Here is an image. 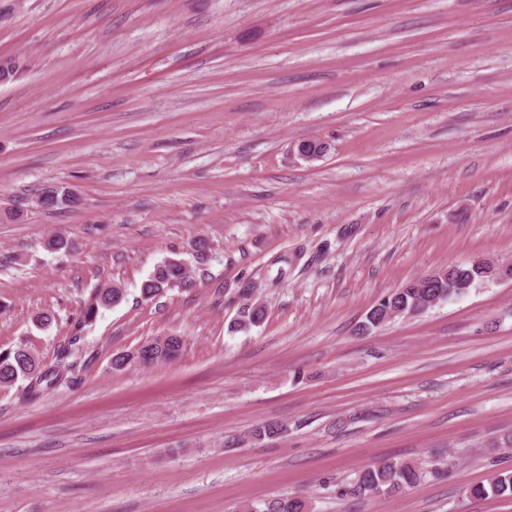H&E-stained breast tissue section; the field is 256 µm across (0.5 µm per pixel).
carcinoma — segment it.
<instances>
[{
  "instance_id": "cac0c4a2",
  "label": "carcinoma",
  "mask_w": 512,
  "mask_h": 512,
  "mask_svg": "<svg viewBox=\"0 0 512 512\" xmlns=\"http://www.w3.org/2000/svg\"><path fill=\"white\" fill-rule=\"evenodd\" d=\"M77 202L70 190L60 186H48L32 196H23L14 200V205L4 212L12 221L27 217L32 208L46 211L63 210ZM493 265L475 262L469 266H450L433 273L428 287L421 284L424 278L413 280L395 292L384 296L367 313L360 325V330L369 332L379 328L392 319L389 312L402 315L419 313L430 309L434 303L458 297L479 283L493 282L491 271ZM192 271L187 265L176 259H169L157 266L154 273L142 284L141 294L146 299H155L167 290L192 286ZM125 298V289L114 283L97 289L91 301L81 312L75 332L93 322L100 310L114 307ZM265 306L253 302L242 308L235 327L248 331L260 324L265 318ZM184 348V341L178 335L162 336L143 343L139 348L129 352H117L112 356V369L123 371L127 367L167 363L179 358ZM53 375V371L43 368L40 360L26 347L18 346L0 350V386H11L19 380L30 384H40ZM284 432L278 423H264L254 428L251 439L262 441L281 435ZM434 470L414 461L398 462L383 460L361 470L357 476L340 490V496L360 500L366 496L387 497L412 487ZM466 494L473 499L511 498L512 471L501 470L494 473L486 482L472 485ZM240 512H310L309 502L297 496H284L268 501H261L244 506Z\"/></svg>"
}]
</instances>
